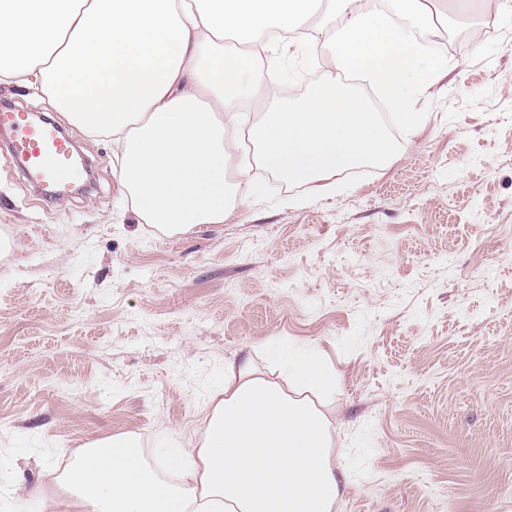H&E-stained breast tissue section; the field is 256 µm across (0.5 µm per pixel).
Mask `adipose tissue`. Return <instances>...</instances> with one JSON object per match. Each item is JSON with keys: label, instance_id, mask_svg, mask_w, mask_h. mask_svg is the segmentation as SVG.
<instances>
[{"label": "adipose tissue", "instance_id": "ef3b65f1", "mask_svg": "<svg viewBox=\"0 0 512 512\" xmlns=\"http://www.w3.org/2000/svg\"><path fill=\"white\" fill-rule=\"evenodd\" d=\"M427 32V0H0V84L38 89L51 107L118 149L120 183L146 223L187 232L220 224L258 194L227 181L226 131L266 96L277 66L255 61L265 38L298 29L323 36L333 65L292 105L267 108L247 131L257 159L285 181L321 185L390 150L373 113L336 81L355 73L381 87L408 131L424 121L412 94L448 73L399 27ZM232 35L241 53H224ZM280 379L251 361L224 367L197 448L166 449L169 485L145 466L135 435L80 449L62 487L81 512H335L339 495L329 423L314 404L336 375L292 350Z\"/></svg>", "mask_w": 512, "mask_h": 512}]
</instances>
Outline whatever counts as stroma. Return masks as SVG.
Instances as JSON below:
<instances>
[{"label": "stroma", "instance_id": "obj_1", "mask_svg": "<svg viewBox=\"0 0 512 512\" xmlns=\"http://www.w3.org/2000/svg\"><path fill=\"white\" fill-rule=\"evenodd\" d=\"M434 7L444 26L415 40L448 73L415 96V135L346 82L394 154L317 193L238 141L230 165L262 193L221 224L145 223L112 143L70 123L88 185L43 199L0 134V512H78L65 449L196 447L228 361L279 373L273 339L336 373L318 403L347 476L336 512H512V15ZM331 64L298 40L268 102L307 98Z\"/></svg>", "mask_w": 512, "mask_h": 512}]
</instances>
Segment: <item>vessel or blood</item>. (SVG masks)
Here are the masks:
<instances>
[{
  "instance_id": "vessel-or-blood-1",
  "label": "vessel or blood",
  "mask_w": 512,
  "mask_h": 512,
  "mask_svg": "<svg viewBox=\"0 0 512 512\" xmlns=\"http://www.w3.org/2000/svg\"><path fill=\"white\" fill-rule=\"evenodd\" d=\"M0 127L11 135L10 157L37 187L55 193L76 176L71 144L48 119L32 120L29 113L0 109Z\"/></svg>"
}]
</instances>
